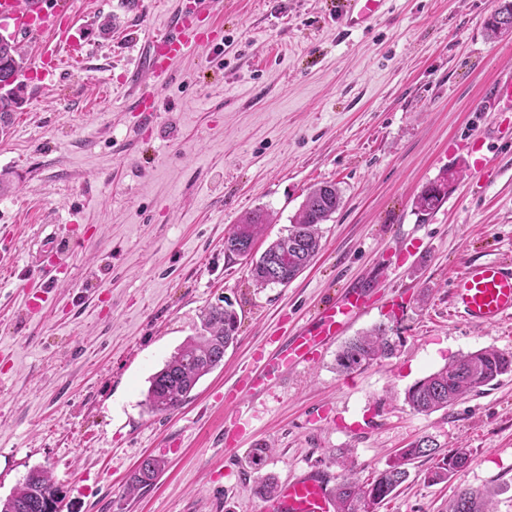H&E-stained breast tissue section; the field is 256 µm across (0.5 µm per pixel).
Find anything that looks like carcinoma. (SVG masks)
<instances>
[{
    "label": "carcinoma",
    "mask_w": 512,
    "mask_h": 512,
    "mask_svg": "<svg viewBox=\"0 0 512 512\" xmlns=\"http://www.w3.org/2000/svg\"><path fill=\"white\" fill-rule=\"evenodd\" d=\"M487 26L494 33L512 31V0L503 4L489 18ZM26 65L22 44L17 38L0 40V81H17ZM24 84L13 96L0 95V135L9 133L14 114L24 102ZM456 173L427 185L417 196L415 208L429 214L440 207ZM341 204L335 184L314 185L293 218L287 234L273 240L264 252L251 260L250 274L259 288L286 286L295 280L321 250L320 224L328 221ZM271 223L268 212L258 209L245 215L240 224L224 237V255L228 259L252 256L255 238ZM238 332L235 310L224 306L209 308L201 331L189 337L172 354L164 366L151 375L145 405L153 414H172L187 401L199 382L224 362V352L234 343ZM385 327L379 325L349 341L338 353L336 365L340 372L358 371L371 363L393 355ZM512 371V355L493 348H483L461 355L439 370L415 382L405 392L404 401L417 413L445 409L465 395L489 385L498 376ZM436 456L438 460L429 474L430 481L441 483L458 473L457 462L469 465L467 448H454L441 455L428 437H421L403 449L399 457L387 464L372 480L361 482L346 476L333 490L337 512H375V508L405 482L406 465L420 457ZM166 466L157 456L146 457L126 484L129 495L151 485ZM60 489L46 469H32L9 497L0 499V512H57ZM450 512H493L491 496L463 488L450 505Z\"/></svg>",
    "instance_id": "carcinoma-1"
}]
</instances>
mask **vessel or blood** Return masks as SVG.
<instances>
[{"mask_svg": "<svg viewBox=\"0 0 512 512\" xmlns=\"http://www.w3.org/2000/svg\"><path fill=\"white\" fill-rule=\"evenodd\" d=\"M387 0H336V16L350 30H368L380 16ZM212 0H178L165 27L147 37L143 64L155 85L167 83L178 60L202 50L219 51L223 37L215 26ZM0 22L12 24L19 39L42 43L40 65L57 70L59 54L68 49L64 34L70 17L58 0H0ZM487 99L494 111L512 112V74L496 78ZM135 132L152 133L157 125L153 93L136 89L130 106ZM72 234L51 232L42 241L37 261L47 284L70 274ZM454 306L471 321L487 327L512 315V261H488L471 266L453 288ZM368 306L363 294L352 291L327 299L311 320L295 330L291 339L277 345L259 366L243 375L238 389L256 395L281 384L289 372L307 367L317 353L342 333ZM330 479L307 470L288 481L276 494L272 512H333Z\"/></svg>", "mask_w": 512, "mask_h": 512, "instance_id": "1", "label": "vessel or blood"}]
</instances>
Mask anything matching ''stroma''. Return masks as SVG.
I'll use <instances>...</instances> for the list:
<instances>
[{
    "mask_svg": "<svg viewBox=\"0 0 512 512\" xmlns=\"http://www.w3.org/2000/svg\"><path fill=\"white\" fill-rule=\"evenodd\" d=\"M75 2L72 55L53 80L28 81L0 137V232L14 241L0 252V498L47 468L61 512H269L256 493L265 477L283 484L318 467L367 481L426 436L443 453L469 448V466L433 484L434 459H415L377 512H448L463 488L512 512V372L429 414L404 401L454 357L512 354V316L484 327L451 301L468 265L512 259V112L485 99L512 71V33L486 27L501 0H391L369 30L352 32L326 0H223V53L177 64L156 92L159 124L140 141L126 77L147 74L129 37L161 28L176 0L134 11L124 0ZM488 131L496 144L474 151ZM448 169L458 179L447 199L419 213L414 199ZM324 181L342 204L321 226V252L288 286L255 287L248 261L225 259V236L266 210L262 253ZM58 224L79 236L70 278L25 317L26 291L41 281L32 261ZM360 285L369 307L311 366L261 397L230 400L245 368ZM224 302L239 329L223 365L180 410L148 412L149 377ZM378 325L394 354L338 372L345 342ZM237 417L246 433L230 449L222 436ZM149 454L165 469L127 497Z\"/></svg>",
    "mask_w": 512,
    "mask_h": 512,
    "instance_id": "1",
    "label": "stroma"
}]
</instances>
